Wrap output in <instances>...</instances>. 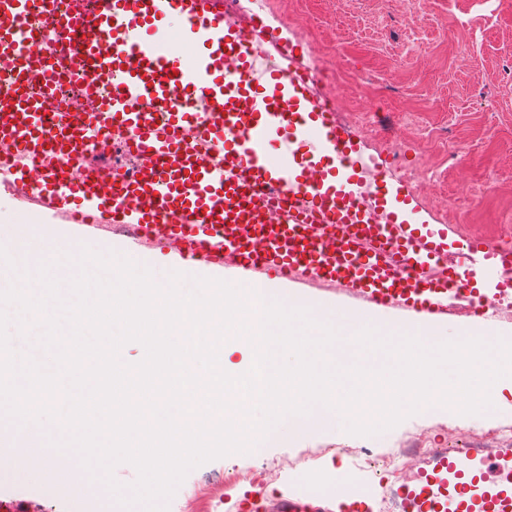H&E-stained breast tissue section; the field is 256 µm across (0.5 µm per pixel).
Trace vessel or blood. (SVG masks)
Listing matches in <instances>:
<instances>
[{"instance_id": "vessel-or-blood-1", "label": "vessel or blood", "mask_w": 512, "mask_h": 512, "mask_svg": "<svg viewBox=\"0 0 512 512\" xmlns=\"http://www.w3.org/2000/svg\"><path fill=\"white\" fill-rule=\"evenodd\" d=\"M39 15L50 46L33 47L24 23ZM186 23L193 58L166 52L157 35L170 15ZM111 34L112 49L100 47ZM273 46L274 56L257 51ZM0 55L44 72L40 95L0 93V184L88 230L124 228L127 249L176 241L180 260L223 273L348 289L372 306L421 315L467 303L491 320L485 287L512 294L503 278L512 249L470 239L449 245L368 179L360 146L335 112L317 106L314 78L263 22L236 26L223 0H93L57 12L52 0H0ZM65 73L96 99L80 123L57 111ZM130 142L145 159L129 178L105 167L76 173L102 134ZM36 270L44 241L68 248L60 225L18 221L10 237ZM403 512H512V479L479 499L448 505L431 487L402 499Z\"/></svg>"}]
</instances>
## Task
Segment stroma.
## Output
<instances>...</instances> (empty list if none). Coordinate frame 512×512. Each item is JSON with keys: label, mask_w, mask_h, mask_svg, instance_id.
<instances>
[{"label": "stroma", "mask_w": 512, "mask_h": 512, "mask_svg": "<svg viewBox=\"0 0 512 512\" xmlns=\"http://www.w3.org/2000/svg\"><path fill=\"white\" fill-rule=\"evenodd\" d=\"M263 21L281 38L301 47L313 43L324 53L332 76L322 94L333 99L365 159L408 190L423 221L446 225L452 241L512 239V0H267ZM21 217L62 221L1 189L0 236ZM281 289L297 302L366 309L338 287L285 283ZM493 405L478 415L420 412L373 437L285 426L261 452L191 470L168 512H237L236 501L257 488L267 494L268 512H279L286 497L336 512L321 480L338 466L351 476L360 512H384L400 490L355 449L385 454L411 438L435 448L512 425V390L502 389ZM63 467L53 459L38 470L14 471L0 480V499L35 504L40 512H123L113 499L54 480Z\"/></svg>", "instance_id": "stroma-1"}]
</instances>
